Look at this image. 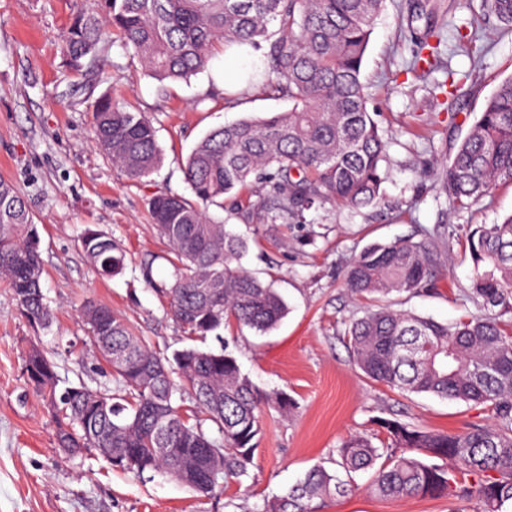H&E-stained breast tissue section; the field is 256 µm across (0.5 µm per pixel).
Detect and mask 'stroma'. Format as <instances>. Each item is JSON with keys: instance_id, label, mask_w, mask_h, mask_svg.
Returning <instances> with one entry per match:
<instances>
[{"instance_id": "1", "label": "stroma", "mask_w": 512, "mask_h": 512, "mask_svg": "<svg viewBox=\"0 0 512 512\" xmlns=\"http://www.w3.org/2000/svg\"><path fill=\"white\" fill-rule=\"evenodd\" d=\"M447 13L433 23L450 36L443 68L424 78L407 70L413 43L401 32L404 0H386L375 22L363 67L370 111L386 132L389 173L378 207L359 211L325 205L305 224H246L224 220L256 238L244 264L272 283L288 312L259 335L230 325L221 339L264 393H284L296 403L289 415L268 410L255 465L242 484L202 497L168 475L136 476L115 468L98 452L70 457L56 444V423L26 378L23 357L37 345L52 358L61 385L113 387L110 369L86 344L80 311L95 300L122 315L160 353L186 344L169 300L154 284H171L167 244L148 216L161 193L189 195L183 163L210 130L267 112L288 110L287 99L257 84L241 85L225 103L224 60L185 81L159 84L106 28L94 66L74 73L64 65L63 36L76 15L90 16L98 0H0V179L28 201L40 234L43 291L55 312L51 327L30 325L6 282L0 280V512H246L283 493L313 465H330L349 434L374 433L381 418L430 430L462 432L490 421L485 409L428 394H402L366 379L344 336L346 321L362 306L342 280L348 261L371 242L421 238L439 230L450 250L434 287L393 293L394 307L452 322L477 313L469 294L473 268L460 242L471 224H497L512 214V186L494 188L480 204L455 208L428 170L446 163L487 99L512 78V33L488 27L477 54L462 51L456 28L471 31L470 0H443ZM456 73L458 97L435 85ZM112 94L129 110L150 116L163 160L148 178L134 181L112 165L93 137L92 105ZM96 226L126 251L123 274L104 279L85 262L79 236ZM152 268V282L142 269ZM356 476V490L317 501L315 512H453L444 498L380 499Z\"/></svg>"}]
</instances>
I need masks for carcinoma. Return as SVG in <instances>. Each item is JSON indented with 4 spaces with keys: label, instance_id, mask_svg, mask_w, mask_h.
I'll use <instances>...</instances> for the list:
<instances>
[{
    "label": "carcinoma",
    "instance_id": "cac0c4a2",
    "mask_svg": "<svg viewBox=\"0 0 512 512\" xmlns=\"http://www.w3.org/2000/svg\"><path fill=\"white\" fill-rule=\"evenodd\" d=\"M386 0H102L103 16L78 17L65 52L82 72L96 60L104 24L163 84L206 70L234 45L263 51L251 75L292 102L286 112L240 120L210 131L183 165L192 197L160 194L149 214L169 246L173 319L193 341L234 321L258 334L272 330L287 305L269 283L243 266L250 240L210 208L255 224H300L326 203L375 207L388 175L383 130L367 110L362 67L374 21ZM487 16L512 32V0H485ZM406 27L434 14L430 0H406ZM409 70L426 76L442 65L437 29L414 40ZM97 147L134 180L161 162L152 119L108 95L93 105ZM439 190L458 208L480 203L497 185H512V77L487 100L480 118L448 163L432 169ZM257 185L256 200L240 190ZM34 216L0 180V277L28 321L47 328L53 312L42 292L43 261ZM82 257L103 277L120 274L126 255L111 237L85 227ZM473 267L470 295L482 312L442 323L389 304H369L344 330L355 365L401 393L462 401L493 422L458 433H434L398 419L378 421L384 439L355 433L336 448V466L317 464L252 512H313L316 499L344 497L353 474L375 471L367 492L380 498L431 497L466 502L480 512H512V215L477 224L465 235ZM441 237L371 243L348 264V290L363 298L415 293L435 284ZM82 319L90 344L111 366L115 388L58 387L54 362L31 346L28 380L41 390L56 425L57 445L81 455L112 449V465L142 476L172 471L201 496L249 476L261 433L262 407L283 414L295 402L262 395L224 348L189 346L167 356L153 349L104 304L87 302Z\"/></svg>",
    "mask_w": 512,
    "mask_h": 512
}]
</instances>
